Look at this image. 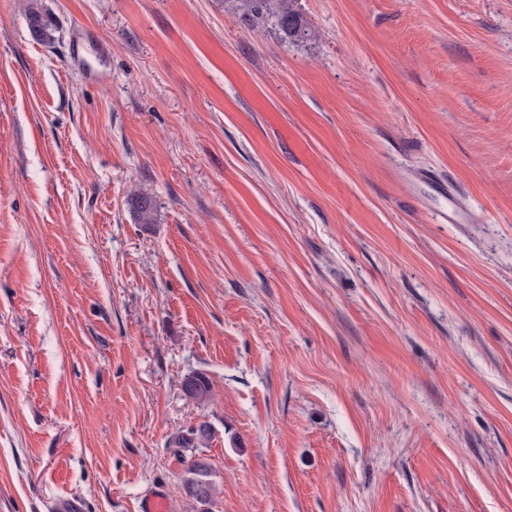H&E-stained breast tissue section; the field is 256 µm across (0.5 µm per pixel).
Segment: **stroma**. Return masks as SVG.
Masks as SVG:
<instances>
[{
	"label": "stroma",
	"mask_w": 512,
	"mask_h": 512,
	"mask_svg": "<svg viewBox=\"0 0 512 512\" xmlns=\"http://www.w3.org/2000/svg\"><path fill=\"white\" fill-rule=\"evenodd\" d=\"M294 6L0 0V512H512V0ZM293 0H241V18L270 24L285 40L306 41L313 37L304 17L293 7ZM26 19L33 35L41 42L47 43L54 39V24L51 16L44 13L37 3L28 8ZM182 390L188 397L198 402L207 401L211 396L209 379L201 372H196L185 377L182 382ZM212 430L207 422H201L177 435L172 441L174 451L180 464L183 466L182 485L186 495L195 503L207 505L211 503L216 494V486L212 480L210 463L193 451L201 448L211 439Z\"/></svg>",
	"instance_id": "35a3bbf8"
}]
</instances>
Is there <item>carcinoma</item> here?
Here are the masks:
<instances>
[{
	"label": "carcinoma",
	"instance_id": "obj_1",
	"mask_svg": "<svg viewBox=\"0 0 512 512\" xmlns=\"http://www.w3.org/2000/svg\"><path fill=\"white\" fill-rule=\"evenodd\" d=\"M241 7L243 20L269 24L286 40L306 41L313 37L312 28L293 7L292 0H241ZM26 19L31 32L39 41L47 43L54 40L52 18L43 12L38 4H31ZM131 205L139 223L154 222L155 203L151 197L135 193L131 197ZM182 390L188 397L198 402H204L211 396L209 379L201 372L185 377ZM211 436L210 425L201 422L177 435L172 441L174 455L183 466L182 485L186 495L200 505H207L213 501L216 486L212 480L210 463L197 455L194 449L206 445Z\"/></svg>",
	"mask_w": 512,
	"mask_h": 512
}]
</instances>
